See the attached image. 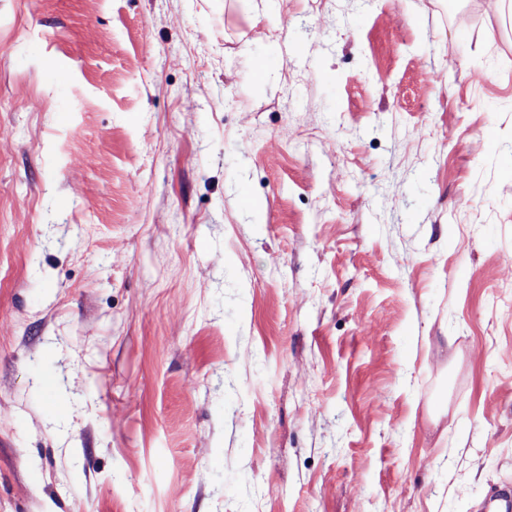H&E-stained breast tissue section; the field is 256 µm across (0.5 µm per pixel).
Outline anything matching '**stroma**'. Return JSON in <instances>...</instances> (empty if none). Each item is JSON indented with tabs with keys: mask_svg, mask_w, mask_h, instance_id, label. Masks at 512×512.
Returning a JSON list of instances; mask_svg holds the SVG:
<instances>
[{
	"mask_svg": "<svg viewBox=\"0 0 512 512\" xmlns=\"http://www.w3.org/2000/svg\"><path fill=\"white\" fill-rule=\"evenodd\" d=\"M507 251L512 0H0V512H482Z\"/></svg>",
	"mask_w": 512,
	"mask_h": 512,
	"instance_id": "obj_1",
	"label": "stroma"
}]
</instances>
